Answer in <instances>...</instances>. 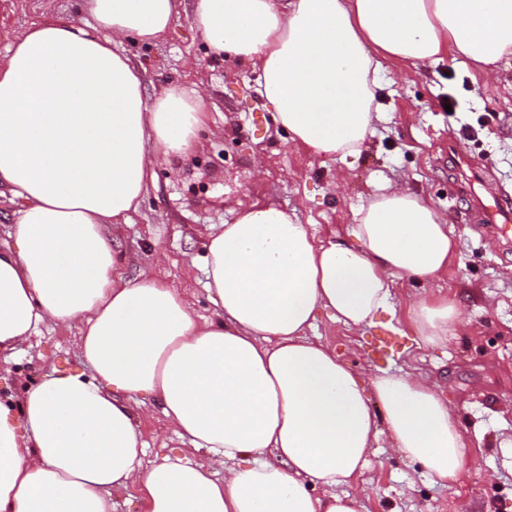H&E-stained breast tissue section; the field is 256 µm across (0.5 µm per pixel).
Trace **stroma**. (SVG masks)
Segmentation results:
<instances>
[{
	"label": "stroma",
	"instance_id": "35a3bbf8",
	"mask_svg": "<svg viewBox=\"0 0 512 512\" xmlns=\"http://www.w3.org/2000/svg\"><path fill=\"white\" fill-rule=\"evenodd\" d=\"M80 18V0H0V54L31 22L52 16ZM146 95L178 85L204 91L207 121L186 157L157 170L154 189L129 223L119 225L113 246L125 257L122 273L134 278L154 268L184 292L199 320L216 306L201 266L211 228L233 220L240 194L262 205L294 211L317 237L343 232L381 185L409 188L448 220L459 243L447 275L430 282L396 281L392 313L356 328L319 314L310 339L334 346L356 371H418L436 380L442 397L460 412L473 443L469 474L452 487L434 484L420 463L385 441L371 448L359 485L368 489L361 512H512V247L479 237L463 218L468 199L448 157L449 141L467 151L489 175L486 197H512V56L493 77L463 59L406 67L384 62L376 100L381 119L357 159L319 157L291 146L288 134L263 105L260 73L238 60L207 55L190 10H182L156 45L131 47ZM454 97L456 112L440 102ZM262 176H255L256 164ZM456 292L464 328L444 345L420 349L408 318L411 299ZM78 325L48 321L23 350L8 358L0 395H21L52 369H80ZM146 458L177 451L183 442L158 406L135 418Z\"/></svg>",
	"mask_w": 512,
	"mask_h": 512
}]
</instances>
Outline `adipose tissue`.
Instances as JSON below:
<instances>
[{
  "instance_id": "obj_1",
  "label": "adipose tissue",
  "mask_w": 512,
  "mask_h": 512,
  "mask_svg": "<svg viewBox=\"0 0 512 512\" xmlns=\"http://www.w3.org/2000/svg\"><path fill=\"white\" fill-rule=\"evenodd\" d=\"M182 5L81 0L82 19L32 24L0 56V187L20 203L15 244L0 249V354L44 321L77 322L84 365L0 399V512H112L131 487L145 512H360L348 487L381 437L450 486L470 442L436 384L362 376L305 334L322 310L372 326L395 280L447 273L458 243L424 198L383 188L326 239L237 200L205 244L218 312L203 322L151 270L121 275L110 228L129 223L156 165L193 150L207 104L175 85L146 96L120 46L153 44ZM192 17L211 54L260 71L292 142L325 157L358 156L372 135L383 60L450 55L490 76L512 55V0H193ZM409 319L429 347L462 313L423 295ZM147 400L199 459L144 466L134 418Z\"/></svg>"
}]
</instances>
